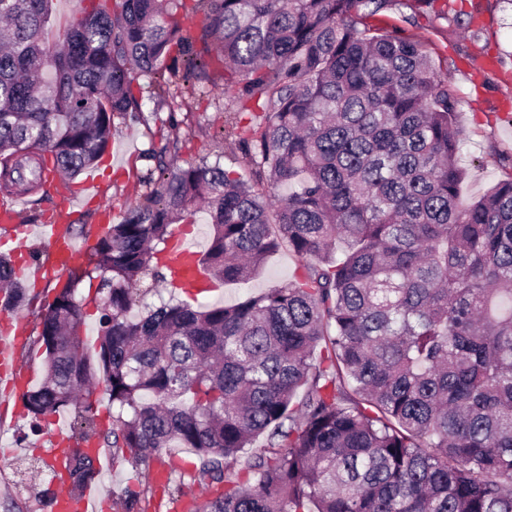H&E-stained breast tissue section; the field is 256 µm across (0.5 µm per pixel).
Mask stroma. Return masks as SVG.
I'll return each instance as SVG.
<instances>
[{"instance_id":"1","label":"stroma","mask_w":512,"mask_h":512,"mask_svg":"<svg viewBox=\"0 0 512 512\" xmlns=\"http://www.w3.org/2000/svg\"><path fill=\"white\" fill-rule=\"evenodd\" d=\"M473 8L478 11L474 27L479 37L475 40L454 21L459 11ZM449 13V19H440L432 8L416 7L415 0H401L395 9L379 17L377 24L418 40L436 66L447 70L458 100L457 124L462 131L459 164L465 179L461 199L470 203L512 173V0H451ZM170 102V95L144 93L142 104L148 123L118 121L112 128L108 147L112 162L95 169L103 204L112 210V223L121 222L144 192L142 178L154 168L148 154L161 140H183L181 157L185 160H217L241 173L247 168L245 154L223 137L226 102L221 88L206 86L204 94L184 98L182 108L176 111L170 110ZM78 188L75 180L50 179L37 194L23 198L17 223H49L62 209L66 196ZM99 207L88 203L69 215L70 223L84 228L83 236L77 239L82 253L73 261V268L87 266L106 228ZM298 265L292 252L281 249L248 284L222 286L209 301L231 305L244 294H260L288 281ZM52 299L50 284L39 283L29 292L23 309L30 342L20 352L18 364L39 379L44 376V353L32 339ZM41 426V432L32 438V447L18 445V437L29 430V420L16 393L0 384V434L14 441L11 455L0 456V512H47L36 495L48 487L50 473L33 472L30 463L46 457L56 433L69 438L73 428L70 417L63 413L47 415Z\"/></svg>"}]
</instances>
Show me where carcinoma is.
Instances as JSON below:
<instances>
[{"label": "carcinoma", "mask_w": 512, "mask_h": 512, "mask_svg": "<svg viewBox=\"0 0 512 512\" xmlns=\"http://www.w3.org/2000/svg\"><path fill=\"white\" fill-rule=\"evenodd\" d=\"M50 2L0 0L1 196L100 162L114 119L143 117L131 74L180 60L186 80L219 73L249 159L246 177L180 165L166 140L158 187L55 283L45 379L20 400L35 434L74 412L84 450L63 453L59 481L80 495L109 449L133 471L122 509L145 512L140 474L183 448L205 493L183 512H512V176L462 203L448 71L371 23L398 0H77L59 48ZM201 207L194 263L211 277L246 282L283 247L299 272L232 306L149 304L144 278L169 281L175 225ZM26 300L0 255V309Z\"/></svg>", "instance_id": "obj_1"}]
</instances>
